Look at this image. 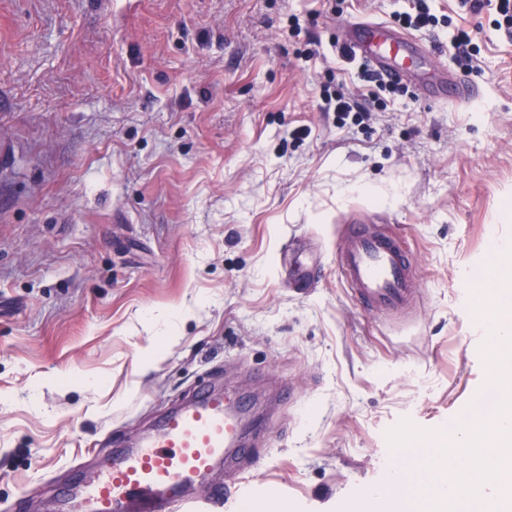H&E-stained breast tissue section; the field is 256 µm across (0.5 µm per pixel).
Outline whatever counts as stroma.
Returning <instances> with one entry per match:
<instances>
[{"label":"stroma","mask_w":512,"mask_h":512,"mask_svg":"<svg viewBox=\"0 0 512 512\" xmlns=\"http://www.w3.org/2000/svg\"><path fill=\"white\" fill-rule=\"evenodd\" d=\"M428 6L440 68L456 27L480 48L467 103L339 56L407 0H0V512H59L201 385L256 399L224 512H350L417 460L389 452L401 418L487 411L466 284L512 241V39ZM338 88L362 122L324 111ZM350 218L409 247L404 315L338 278Z\"/></svg>","instance_id":"obj_1"}]
</instances>
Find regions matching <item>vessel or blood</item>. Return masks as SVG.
<instances>
[{"mask_svg": "<svg viewBox=\"0 0 512 512\" xmlns=\"http://www.w3.org/2000/svg\"><path fill=\"white\" fill-rule=\"evenodd\" d=\"M343 43L388 81H413L425 99L463 103L477 94L476 85L462 74L426 80L409 70L413 59L433 63V53L385 24L350 23ZM336 269L368 313L404 310L417 292L415 265L404 242L373 229L347 227L336 243ZM241 427L234 401L211 389L199 392L167 412L131 448L110 450L76 487L70 506L75 512H222L223 489L206 483L220 464L229 486L239 484L236 459L251 454L240 444Z\"/></svg>", "mask_w": 512, "mask_h": 512, "instance_id": "obj_1", "label": "vessel or blood"}]
</instances>
